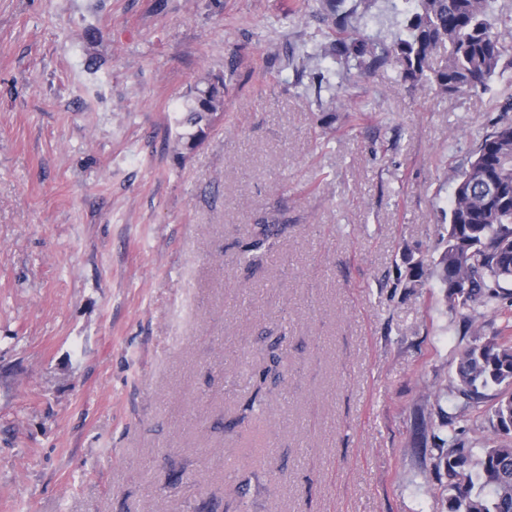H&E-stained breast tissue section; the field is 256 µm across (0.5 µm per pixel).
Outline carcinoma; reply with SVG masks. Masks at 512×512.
<instances>
[{
    "mask_svg": "<svg viewBox=\"0 0 512 512\" xmlns=\"http://www.w3.org/2000/svg\"><path fill=\"white\" fill-rule=\"evenodd\" d=\"M414 12L390 44L336 38L318 54L354 56L368 68L395 60L402 80L443 93L484 94L504 74L505 47L497 32L492 0H413ZM177 139L192 151L224 111V77L210 78L183 97ZM275 223L259 225L243 260L253 263L275 235ZM437 257L408 263L415 286L430 276L446 289L448 307L467 316L479 304L504 318L491 336L479 333L459 355L450 381L463 409H439L438 422L418 412L416 447L436 450L431 466L445 471L447 512H512V311L499 301L512 297V123L488 134L460 172L450 199V218ZM500 388L493 402L487 390ZM484 410L496 440L463 438L467 413Z\"/></svg>",
    "mask_w": 512,
    "mask_h": 512,
    "instance_id": "obj_1",
    "label": "carcinoma"
}]
</instances>
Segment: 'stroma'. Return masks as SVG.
<instances>
[{"instance_id":"1","label":"stroma","mask_w":512,"mask_h":512,"mask_svg":"<svg viewBox=\"0 0 512 512\" xmlns=\"http://www.w3.org/2000/svg\"><path fill=\"white\" fill-rule=\"evenodd\" d=\"M341 9L0 0V512H446L413 413L500 320L468 329L399 272L512 121V68L448 94L313 55L412 6ZM215 75L224 111L185 152L174 104ZM275 224H288V217L285 216V214H281L273 224H268L266 221H262V224H257L259 226V230L255 233L252 241L246 247V254L243 256L244 262L251 264L259 260L263 254L262 250L270 247L269 240L276 234L275 232L277 231V229H275Z\"/></svg>"}]
</instances>
